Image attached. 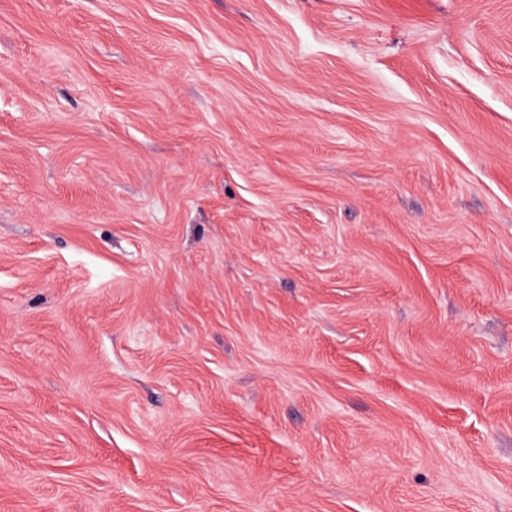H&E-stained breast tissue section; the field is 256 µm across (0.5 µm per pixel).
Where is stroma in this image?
Instances as JSON below:
<instances>
[{
  "label": "stroma",
  "instance_id": "35a3bbf8",
  "mask_svg": "<svg viewBox=\"0 0 512 512\" xmlns=\"http://www.w3.org/2000/svg\"><path fill=\"white\" fill-rule=\"evenodd\" d=\"M0 512H512V0H0Z\"/></svg>",
  "mask_w": 512,
  "mask_h": 512
}]
</instances>
